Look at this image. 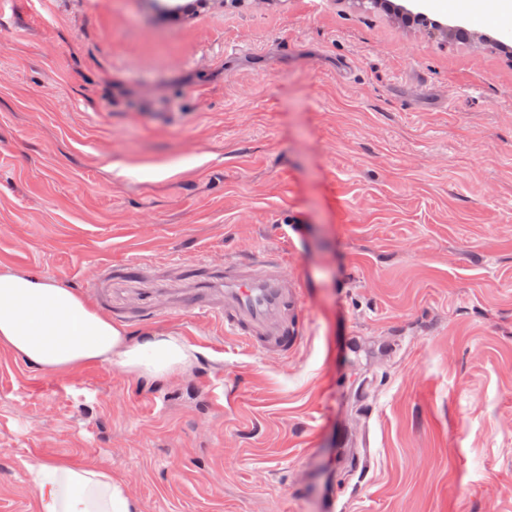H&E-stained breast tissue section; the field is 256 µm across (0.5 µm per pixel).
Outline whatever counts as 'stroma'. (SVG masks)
Segmentation results:
<instances>
[{
	"label": "stroma",
	"mask_w": 512,
	"mask_h": 512,
	"mask_svg": "<svg viewBox=\"0 0 512 512\" xmlns=\"http://www.w3.org/2000/svg\"><path fill=\"white\" fill-rule=\"evenodd\" d=\"M354 0H14L0 18V269L198 350L146 389L0 350V512L67 457L142 512H512V54ZM243 48L232 57L225 50ZM280 258L303 342L262 358L184 302ZM164 296L137 319L145 291ZM364 436L359 469L336 458Z\"/></svg>",
	"instance_id": "stroma-1"
}]
</instances>
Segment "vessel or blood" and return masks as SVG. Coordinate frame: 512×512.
<instances>
[{
  "label": "vessel or blood",
  "instance_id": "obj_1",
  "mask_svg": "<svg viewBox=\"0 0 512 512\" xmlns=\"http://www.w3.org/2000/svg\"><path fill=\"white\" fill-rule=\"evenodd\" d=\"M300 278L279 262L240 263L224 270V332L264 356L299 344L306 321Z\"/></svg>",
  "mask_w": 512,
  "mask_h": 512
}]
</instances>
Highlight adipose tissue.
<instances>
[{
    "mask_svg": "<svg viewBox=\"0 0 512 512\" xmlns=\"http://www.w3.org/2000/svg\"><path fill=\"white\" fill-rule=\"evenodd\" d=\"M57 376L106 362L144 382L174 381L193 367L197 349L179 336L125 325L54 281L0 271V349ZM38 512H141L126 482L86 463L31 466Z\"/></svg>",
    "mask_w": 512,
    "mask_h": 512,
    "instance_id": "ef3b65f1",
    "label": "adipose tissue"
}]
</instances>
